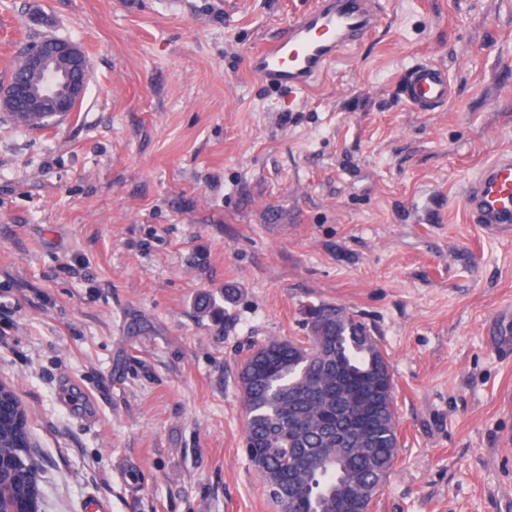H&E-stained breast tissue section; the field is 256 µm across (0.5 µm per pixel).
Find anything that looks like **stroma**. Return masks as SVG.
I'll list each match as a JSON object with an SVG mask.
<instances>
[{
  "label": "stroma",
  "instance_id": "35a3bbf8",
  "mask_svg": "<svg viewBox=\"0 0 512 512\" xmlns=\"http://www.w3.org/2000/svg\"><path fill=\"white\" fill-rule=\"evenodd\" d=\"M315 0H0V84L39 36L80 44L76 112L0 116V381L44 460L45 512H276L243 452L238 371L361 321L399 447L373 512H512V233L464 205L512 153V0H385L296 99L250 52ZM444 67L435 112L404 70ZM404 102L417 112H434L446 105L450 85L443 68L430 63H416L403 74ZM16 122L28 124L32 128H45L55 118L53 113H31L27 112L24 104L17 98L13 103H7L1 110Z\"/></svg>",
  "mask_w": 512,
  "mask_h": 512
}]
</instances>
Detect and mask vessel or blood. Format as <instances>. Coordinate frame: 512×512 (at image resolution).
<instances>
[{
    "mask_svg": "<svg viewBox=\"0 0 512 512\" xmlns=\"http://www.w3.org/2000/svg\"><path fill=\"white\" fill-rule=\"evenodd\" d=\"M384 19L382 0H317L277 38L257 46L251 72L268 86L298 94L315 83L331 62L372 33ZM402 96L414 111L446 105L450 85L443 68L416 63L403 74ZM475 223L492 230L512 227V155L488 164L466 191Z\"/></svg>",
    "mask_w": 512,
    "mask_h": 512,
    "instance_id": "vessel-or-blood-1",
    "label": "vessel or blood"
}]
</instances>
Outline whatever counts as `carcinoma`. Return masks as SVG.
<instances>
[{
  "label": "carcinoma",
  "mask_w": 512,
  "mask_h": 512,
  "mask_svg": "<svg viewBox=\"0 0 512 512\" xmlns=\"http://www.w3.org/2000/svg\"><path fill=\"white\" fill-rule=\"evenodd\" d=\"M9 81L40 83L21 53ZM0 111L36 129L54 118L18 99ZM307 319L306 340L273 338L240 368L245 452L278 512H343L336 498L345 489L375 497L394 466L392 375L363 323L327 304L311 305ZM31 443L28 409L0 382V512H44Z\"/></svg>",
  "instance_id": "carcinoma-1"
}]
</instances>
